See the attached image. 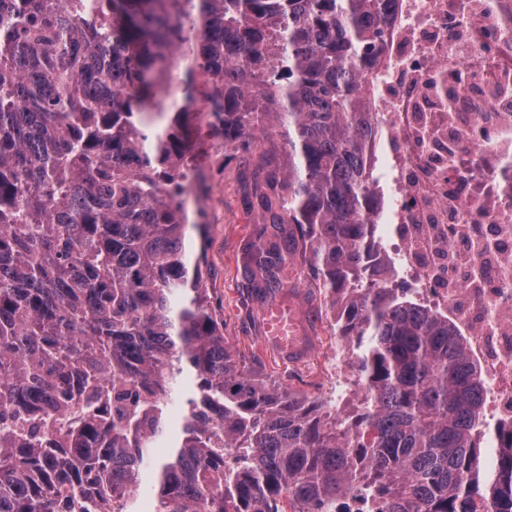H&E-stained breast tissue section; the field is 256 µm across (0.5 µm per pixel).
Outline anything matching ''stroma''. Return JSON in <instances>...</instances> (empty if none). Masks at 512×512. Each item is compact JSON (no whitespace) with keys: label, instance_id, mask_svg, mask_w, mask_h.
<instances>
[{"label":"stroma","instance_id":"stroma-1","mask_svg":"<svg viewBox=\"0 0 512 512\" xmlns=\"http://www.w3.org/2000/svg\"><path fill=\"white\" fill-rule=\"evenodd\" d=\"M280 137L258 136L248 153H231L222 138L200 133L195 154L208 191L191 198L190 214H201L207 226V263L212 275L207 288L224 301V335L236 350L255 354L270 380L287 382L291 371L302 369L320 374L324 361L342 344L332 325L331 312L321 297L312 295L304 285L306 270L300 262L283 270V290L295 294L300 302L302 320L310 332L312 349L304 357L290 359L267 346L261 335L262 300H247L248 281L244 271L243 248L261 215L253 205L255 193L264 191V166L267 157L287 165L283 152L277 151Z\"/></svg>","mask_w":512,"mask_h":512}]
</instances>
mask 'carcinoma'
I'll return each mask as SVG.
<instances>
[{"instance_id":"obj_1","label":"carcinoma","mask_w":512,"mask_h":512,"mask_svg":"<svg viewBox=\"0 0 512 512\" xmlns=\"http://www.w3.org/2000/svg\"><path fill=\"white\" fill-rule=\"evenodd\" d=\"M384 0H0V512H512V426L481 448L485 377L448 318L363 285L377 207L361 50ZM185 65L172 88L170 66ZM244 152L271 122L285 216L245 270L275 294L287 260L339 313L362 412L327 414L224 338L188 263L197 98ZM236 449L224 467V449Z\"/></svg>"}]
</instances>
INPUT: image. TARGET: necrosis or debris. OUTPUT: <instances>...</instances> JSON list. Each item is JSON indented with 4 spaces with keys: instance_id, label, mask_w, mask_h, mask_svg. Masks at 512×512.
I'll use <instances>...</instances> for the list:
<instances>
[{
    "instance_id": "necrosis-or-debris-1",
    "label": "necrosis or debris",
    "mask_w": 512,
    "mask_h": 512,
    "mask_svg": "<svg viewBox=\"0 0 512 512\" xmlns=\"http://www.w3.org/2000/svg\"><path fill=\"white\" fill-rule=\"evenodd\" d=\"M381 283L448 317L512 423V0H390L366 58Z\"/></svg>"
}]
</instances>
